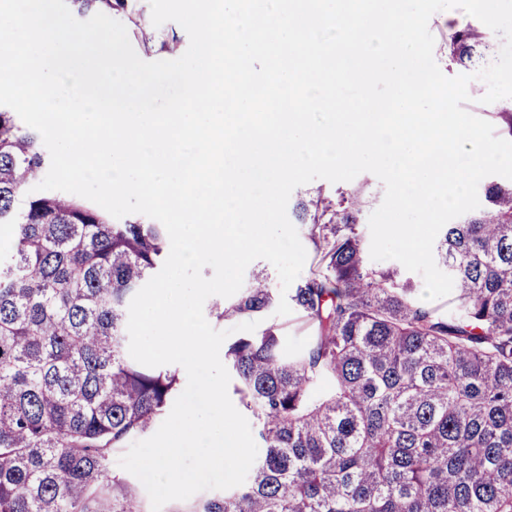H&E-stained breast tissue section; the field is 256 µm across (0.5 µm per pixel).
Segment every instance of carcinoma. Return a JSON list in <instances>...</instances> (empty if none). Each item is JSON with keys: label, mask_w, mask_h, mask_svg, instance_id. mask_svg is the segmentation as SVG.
Segmentation results:
<instances>
[{"label": "carcinoma", "mask_w": 512, "mask_h": 512, "mask_svg": "<svg viewBox=\"0 0 512 512\" xmlns=\"http://www.w3.org/2000/svg\"><path fill=\"white\" fill-rule=\"evenodd\" d=\"M79 17L123 14L131 0H69ZM445 47L485 56L466 24ZM512 136V105L495 108ZM41 137L0 110V512H144L111 474L112 450L148 431L180 386L125 352L128 306L168 253L161 224L113 222L93 205L35 194ZM446 225L434 259L454 279L448 312L368 259L362 183L297 196L311 246L289 295L307 333L285 352L282 327L224 351L260 453L246 481L185 512H512V185ZM276 302L260 272L216 319H254Z\"/></svg>", "instance_id": "1"}]
</instances>
